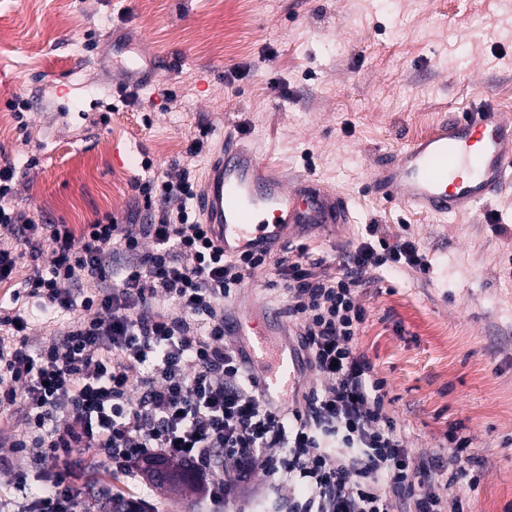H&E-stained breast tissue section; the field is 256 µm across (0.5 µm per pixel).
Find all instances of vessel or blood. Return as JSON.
I'll list each match as a JSON object with an SVG mask.
<instances>
[{
	"mask_svg": "<svg viewBox=\"0 0 512 512\" xmlns=\"http://www.w3.org/2000/svg\"><path fill=\"white\" fill-rule=\"evenodd\" d=\"M143 58L140 48L122 46L112 54V68L133 76L141 72ZM510 178L512 118L480 102L405 144L374 171L370 186L384 202L444 221L484 204ZM196 207L228 255L263 251L303 229L324 236L350 221L348 202L339 192L314 177L264 163L229 130L219 137ZM249 351L271 400L297 387L293 356L271 352L266 329L254 327Z\"/></svg>",
	"mask_w": 512,
	"mask_h": 512,
	"instance_id": "1",
	"label": "vessel or blood"
}]
</instances>
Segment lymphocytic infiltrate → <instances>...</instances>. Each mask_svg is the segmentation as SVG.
I'll return each instance as SVG.
<instances>
[{
  "label": "lymphocytic infiltrate",
  "mask_w": 512,
  "mask_h": 512,
  "mask_svg": "<svg viewBox=\"0 0 512 512\" xmlns=\"http://www.w3.org/2000/svg\"><path fill=\"white\" fill-rule=\"evenodd\" d=\"M200 129L177 180L139 183L147 224H41L10 204L15 166L0 165V402L16 407L12 448L54 459L91 455L133 473L138 461L177 459L223 507L258 475L301 484L294 512H469L453 490L476 486L469 437L449 432L448 462L411 451L389 409L387 383L359 351L363 290L377 270L427 271L415 239L378 225L338 265L306 245L225 255L195 199ZM271 271L301 365L322 381L285 410L266 399L242 349L224 335V303ZM40 302L49 334L32 342L25 299ZM62 327L54 321L61 313ZM46 494L17 512H75L67 472L48 469Z\"/></svg>",
  "instance_id": "f902f5d3"
}]
</instances>
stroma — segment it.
<instances>
[{"mask_svg": "<svg viewBox=\"0 0 512 512\" xmlns=\"http://www.w3.org/2000/svg\"><path fill=\"white\" fill-rule=\"evenodd\" d=\"M0 18V164H15L13 200L36 222L149 223L137 182L177 178L204 126L210 143L235 130L263 161L348 196L352 223L332 241L303 237L312 252L341 258L369 224L413 237L430 269L377 273L360 350L386 379L408 446L438 449L459 428L482 477L458 495L472 512H512V186L444 224L370 190L382 158L472 101L512 116V0H132L126 15L116 0H0ZM118 42L150 58L132 97L115 92ZM268 277L224 305L246 327L237 343L285 307ZM69 471L76 488L143 498V512L210 508L199 484L172 493L86 458ZM304 495L297 484L271 494L257 476L233 512H289Z\"/></svg>", "mask_w": 512, "mask_h": 512, "instance_id": "1", "label": "stroma"}]
</instances>
